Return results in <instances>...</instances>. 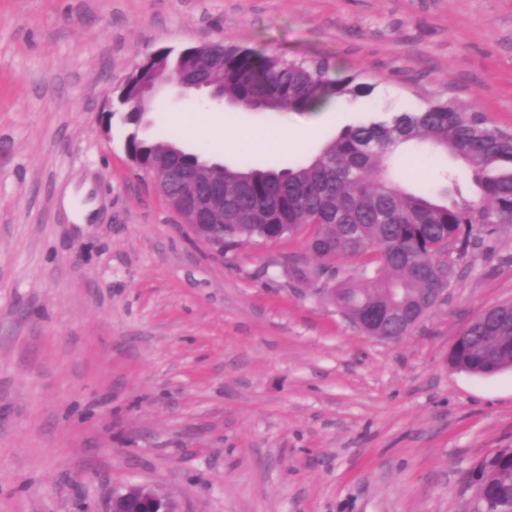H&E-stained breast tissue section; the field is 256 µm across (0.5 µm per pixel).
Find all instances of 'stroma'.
Segmentation results:
<instances>
[{
  "label": "stroma",
  "instance_id": "35a3bbf8",
  "mask_svg": "<svg viewBox=\"0 0 512 512\" xmlns=\"http://www.w3.org/2000/svg\"><path fill=\"white\" fill-rule=\"evenodd\" d=\"M214 41L356 75L361 112L449 99L512 136V0H0V512H102L132 484L176 512H468V472L512 447V368L448 351L512 300V224L397 342L319 293L360 260L302 234L215 254L135 175L120 118L101 131L145 55ZM204 98L164 94L149 135L292 167L351 118ZM280 126L322 132L284 152Z\"/></svg>",
  "mask_w": 512,
  "mask_h": 512
}]
</instances>
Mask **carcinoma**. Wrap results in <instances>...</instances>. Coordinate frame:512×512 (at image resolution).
I'll return each mask as SVG.
<instances>
[{
	"label": "carcinoma",
	"mask_w": 512,
	"mask_h": 512,
	"mask_svg": "<svg viewBox=\"0 0 512 512\" xmlns=\"http://www.w3.org/2000/svg\"><path fill=\"white\" fill-rule=\"evenodd\" d=\"M164 61L174 74L209 80L224 97V106L252 111L315 112L332 99L368 96L372 88L356 76H329L319 59L258 57L239 46L213 44L175 53L158 50L137 64L124 81L118 111L131 127L125 151L142 170L162 159L175 169L206 170L224 184V216H215L209 234L230 251L249 241L273 242L319 224V238L308 242L324 259H363L360 279H339V303L353 313L390 307L378 324L389 336H401L414 321L416 299L433 288H447L446 266L436 245L444 240L468 251L479 231L512 223V136L488 125L483 113L451 100L433 99L389 118L368 115L344 125L318 154L296 168L279 167L277 159L256 162L241 154L235 168L210 163L181 149L173 138H146L140 128L147 113L137 107V88L155 77L154 63ZM409 149L446 153L461 163L476 190L473 200L448 198L456 174H432L412 167ZM279 196L272 210L268 201ZM449 364L478 376L512 367V308L473 321L454 342ZM506 448L485 455L473 477L512 478Z\"/></svg>",
	"instance_id": "1"
}]
</instances>
